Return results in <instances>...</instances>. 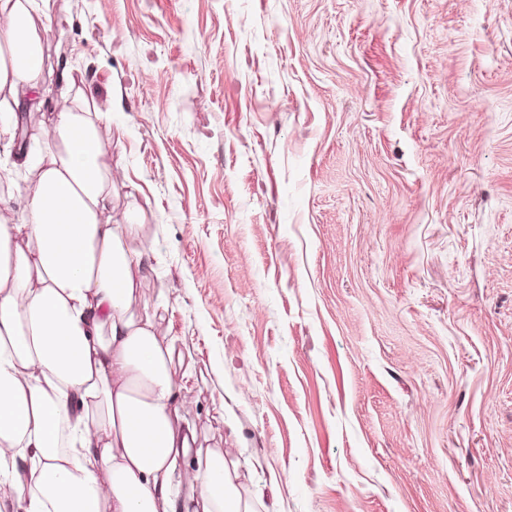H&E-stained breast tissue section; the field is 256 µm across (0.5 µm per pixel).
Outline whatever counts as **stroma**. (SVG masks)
Returning <instances> with one entry per match:
<instances>
[{
  "label": "stroma",
  "instance_id": "1",
  "mask_svg": "<svg viewBox=\"0 0 512 512\" xmlns=\"http://www.w3.org/2000/svg\"><path fill=\"white\" fill-rule=\"evenodd\" d=\"M187 419L269 512H512V0H50Z\"/></svg>",
  "mask_w": 512,
  "mask_h": 512
}]
</instances>
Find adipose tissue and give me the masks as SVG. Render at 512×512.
Wrapping results in <instances>:
<instances>
[{"mask_svg":"<svg viewBox=\"0 0 512 512\" xmlns=\"http://www.w3.org/2000/svg\"><path fill=\"white\" fill-rule=\"evenodd\" d=\"M49 0H0V151L37 119L19 208L0 209V512H255L236 462L181 425L185 376L140 316L153 245L112 221L107 115H40Z\"/></svg>","mask_w":512,"mask_h":512,"instance_id":"obj_1","label":"adipose tissue"}]
</instances>
